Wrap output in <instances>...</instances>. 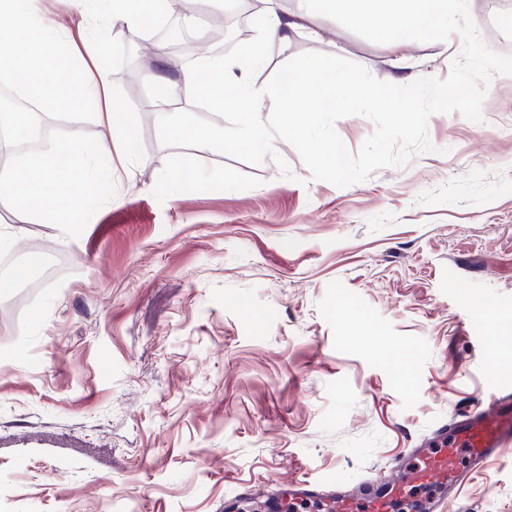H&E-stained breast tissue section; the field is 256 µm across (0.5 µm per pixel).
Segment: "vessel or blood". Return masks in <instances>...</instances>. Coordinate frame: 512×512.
I'll return each mask as SVG.
<instances>
[{
	"mask_svg": "<svg viewBox=\"0 0 512 512\" xmlns=\"http://www.w3.org/2000/svg\"><path fill=\"white\" fill-rule=\"evenodd\" d=\"M512 445V389L458 415L404 450L392 474L348 486L312 479L289 481L278 493L250 484L241 503L262 502L263 512H442L443 504L502 448Z\"/></svg>",
	"mask_w": 512,
	"mask_h": 512,
	"instance_id": "1",
	"label": "vessel or blood"
}]
</instances>
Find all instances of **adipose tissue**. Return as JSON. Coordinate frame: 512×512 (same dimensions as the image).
I'll list each match as a JSON object with an SVG mask.
<instances>
[{"instance_id":"obj_1","label":"adipose tissue","mask_w":512,"mask_h":512,"mask_svg":"<svg viewBox=\"0 0 512 512\" xmlns=\"http://www.w3.org/2000/svg\"><path fill=\"white\" fill-rule=\"evenodd\" d=\"M78 3L91 32L110 27L136 32L147 18L160 12L163 0ZM258 4V38L247 53L230 60H210L201 70L183 69L177 81L159 79L154 83L156 104L161 109L188 95L207 102L218 114L228 105L247 109L250 118L235 141L240 150L272 145V132L257 119L270 96L280 100L282 130L298 133L305 124L338 111L344 104L343 91L354 84V74H339L313 64L292 71L288 88L257 83L252 74L263 66L272 42H288L298 31L320 39L316 15L333 11L398 50L423 35L447 32L466 0H304L303 9L295 14L284 10L280 0H258ZM53 31L41 0H0V77L52 111L97 107L104 136L131 150L128 115L113 107L109 80L97 65L95 41L84 42L82 72L77 75L71 70V54L62 50ZM87 159V154L76 153L73 139L61 140L51 151L28 155L0 171V192L35 217L67 226L82 223L87 214V190L98 176Z\"/></svg>"}]
</instances>
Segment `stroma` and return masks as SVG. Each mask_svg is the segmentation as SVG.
Masks as SVG:
<instances>
[{
    "mask_svg": "<svg viewBox=\"0 0 512 512\" xmlns=\"http://www.w3.org/2000/svg\"><path fill=\"white\" fill-rule=\"evenodd\" d=\"M45 7L63 45L86 34L71 0ZM320 24L323 39L273 47L255 79L338 48L395 76L368 29L335 13ZM98 47L134 154L93 186L85 223H45L0 197L17 232L0 250L16 275L0 295V512H224L247 482L355 485L512 384V324H469L485 304L512 311V75H493L482 122L432 115V152L337 187L282 140L233 147L246 120L235 107L227 144L164 140L169 117L205 127L210 107L155 109V76L181 71L140 34L112 29ZM461 48L420 37L403 75L446 78ZM73 136L98 141L93 109L40 149ZM182 160L202 185L175 194ZM43 253L59 269L20 276ZM444 512H512V447Z\"/></svg>",
    "mask_w": 512,
    "mask_h": 512,
    "instance_id": "obj_1",
    "label": "stroma"
}]
</instances>
